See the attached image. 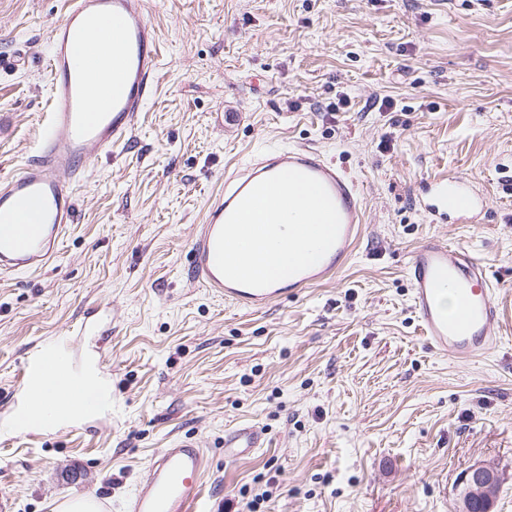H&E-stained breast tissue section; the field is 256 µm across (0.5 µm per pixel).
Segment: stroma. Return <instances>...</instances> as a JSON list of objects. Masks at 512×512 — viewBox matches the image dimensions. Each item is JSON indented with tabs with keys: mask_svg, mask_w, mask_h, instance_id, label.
<instances>
[{
	"mask_svg": "<svg viewBox=\"0 0 512 512\" xmlns=\"http://www.w3.org/2000/svg\"><path fill=\"white\" fill-rule=\"evenodd\" d=\"M160 79L125 145L91 163L78 221L44 270L0 280V417L25 357L105 335L112 409L0 446L11 512L64 491L125 502L156 449L199 439L210 512H461L493 466L512 512V0H149ZM64 0H0V171L32 154L48 106L50 24ZM24 64L12 67L14 56ZM223 113V125L213 121ZM346 166L363 237L332 280L249 312L187 275L224 170L277 144ZM484 191L482 224H432L437 175ZM429 236L471 250L506 314L488 358L428 349L405 266ZM266 447L228 462L225 429Z\"/></svg>",
	"mask_w": 512,
	"mask_h": 512,
	"instance_id": "stroma-1",
	"label": "stroma"
}]
</instances>
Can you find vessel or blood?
I'll list each match as a JSON object with an SVG mask.
<instances>
[{
	"label": "vessel or blood",
	"mask_w": 512,
	"mask_h": 512,
	"mask_svg": "<svg viewBox=\"0 0 512 512\" xmlns=\"http://www.w3.org/2000/svg\"><path fill=\"white\" fill-rule=\"evenodd\" d=\"M160 68L159 36L149 21L146 0H65L49 32L46 69L50 96L44 131L33 155L17 171L0 175V279L45 268L76 221L74 191L86 179L92 159L129 139L135 117L155 91ZM318 179L341 219L338 239L313 267L265 288L225 279L215 263L218 232L238 203L262 180L285 170ZM435 224L471 221L486 210L485 198L460 177L427 180L416 198ZM365 222L357 181L314 148H271L224 174V191L206 209L191 241V278L237 308L262 311L335 275L356 249ZM412 311L419 332L436 354L460 361L485 359L498 348L503 310L493 300L495 284L484 261L472 251L428 237L407 260ZM453 308L442 304L444 294ZM76 362L69 344H49L27 357L10 414L9 432L39 437L60 422L94 417L99 393L78 376H56V367ZM256 426L225 431L224 455L263 447ZM205 449L180 439L158 449L147 463L125 512H206Z\"/></svg>",
	"instance_id": "b4317fda"
}]
</instances>
